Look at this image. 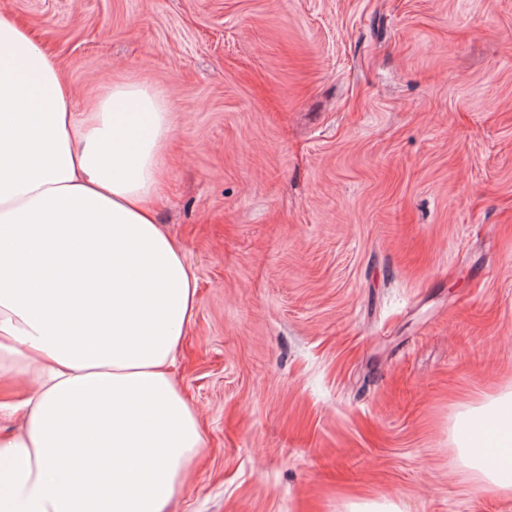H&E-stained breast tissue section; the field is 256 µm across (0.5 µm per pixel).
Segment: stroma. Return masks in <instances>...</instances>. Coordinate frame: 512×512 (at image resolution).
<instances>
[{
	"label": "stroma",
	"mask_w": 512,
	"mask_h": 512,
	"mask_svg": "<svg viewBox=\"0 0 512 512\" xmlns=\"http://www.w3.org/2000/svg\"><path fill=\"white\" fill-rule=\"evenodd\" d=\"M71 85L153 87L198 284L173 512H512L462 406L512 387V0H0Z\"/></svg>",
	"instance_id": "stroma-1"
}]
</instances>
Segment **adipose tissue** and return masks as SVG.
<instances>
[{
	"mask_svg": "<svg viewBox=\"0 0 512 512\" xmlns=\"http://www.w3.org/2000/svg\"><path fill=\"white\" fill-rule=\"evenodd\" d=\"M175 124L149 86L74 109L55 61L0 14V512H169L201 413L172 367L196 279L151 207ZM483 493L512 497V391L456 416Z\"/></svg>",
	"mask_w": 512,
	"mask_h": 512,
	"instance_id": "obj_1",
	"label": "adipose tissue"
}]
</instances>
